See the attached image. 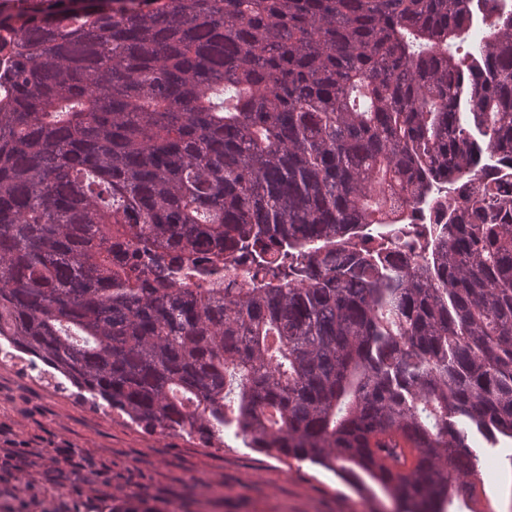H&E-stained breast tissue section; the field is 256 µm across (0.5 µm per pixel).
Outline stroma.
I'll return each mask as SVG.
<instances>
[{"label": "stroma", "instance_id": "35a3bbf8", "mask_svg": "<svg viewBox=\"0 0 512 512\" xmlns=\"http://www.w3.org/2000/svg\"><path fill=\"white\" fill-rule=\"evenodd\" d=\"M479 494L512 512V465L481 446ZM370 512L340 479L225 433L148 432L0 355V512Z\"/></svg>", "mask_w": 512, "mask_h": 512}]
</instances>
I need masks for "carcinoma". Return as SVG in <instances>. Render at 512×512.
<instances>
[{"instance_id":"obj_1","label":"carcinoma","mask_w":512,"mask_h":512,"mask_svg":"<svg viewBox=\"0 0 512 512\" xmlns=\"http://www.w3.org/2000/svg\"><path fill=\"white\" fill-rule=\"evenodd\" d=\"M24 2L0 337L147 430L233 428L393 512L477 502L471 435L512 439V166L408 212L512 160V13L463 51L473 0ZM201 253L255 281L177 286Z\"/></svg>"}]
</instances>
